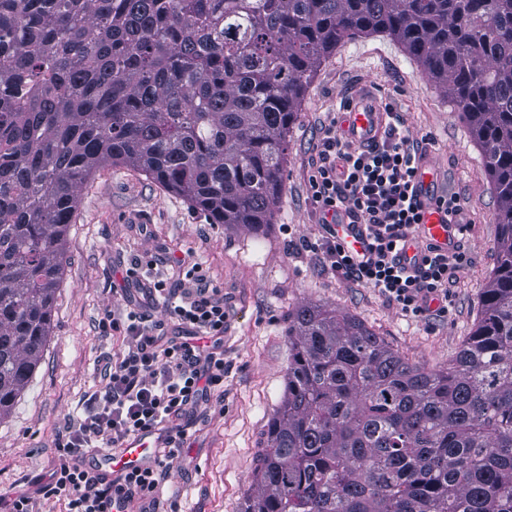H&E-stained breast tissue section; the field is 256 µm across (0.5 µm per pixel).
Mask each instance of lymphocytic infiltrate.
I'll use <instances>...</instances> for the list:
<instances>
[{
    "mask_svg": "<svg viewBox=\"0 0 512 512\" xmlns=\"http://www.w3.org/2000/svg\"><path fill=\"white\" fill-rule=\"evenodd\" d=\"M383 110L390 121L371 145H352L329 128L312 177L314 199L322 215L360 225L368 241L367 253L359 256L335 234L325 236L323 252L331 267L415 316L432 301L447 302L449 275L463 256L428 247L417 274L400 266L398 255L418 222L411 196L419 153L399 113L388 103ZM185 278L178 288L141 282L142 299L123 327L124 349L102 358V385L84 399L83 416L69 421L58 464L34 491L0 498V512H31L37 495L65 502L66 512H129L134 505L157 512V490L172 463L183 461L192 446L195 413L224 395V297L207 287L199 265L187 269ZM161 297L170 301L169 319L151 321ZM152 428L166 433L153 468L113 481L86 468L96 448L122 447Z\"/></svg>",
    "mask_w": 512,
    "mask_h": 512,
    "instance_id": "f902f5d3",
    "label": "lymphocytic infiltrate"
}]
</instances>
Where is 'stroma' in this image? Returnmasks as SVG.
I'll return each instance as SVG.
<instances>
[{"label":"stroma","mask_w":512,"mask_h":512,"mask_svg":"<svg viewBox=\"0 0 512 512\" xmlns=\"http://www.w3.org/2000/svg\"><path fill=\"white\" fill-rule=\"evenodd\" d=\"M402 113L411 137L437 167L436 193L459 196L467 230L463 262L452 271L448 310L407 315L377 290L327 266L314 243L324 236L311 175L324 132L362 88ZM497 196L479 147L457 108L389 35L362 34L337 46L301 99L288 134L284 187L272 224L252 232L210 223L182 197L126 166L97 170L82 189L69 227L54 322L30 385L0 422V495L32 488L58 462L68 418L101 385L98 360L123 339L107 328L125 319L138 295L125 280L176 287V259L192 256L224 309V396L198 417L186 464L173 463L157 492L160 512H241L256 457L285 393L288 315L331 306L364 324L409 362L446 368L470 336L497 266Z\"/></svg>","instance_id":"35a3bbf8"}]
</instances>
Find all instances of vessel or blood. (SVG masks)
I'll return each instance as SVG.
<instances>
[{"instance_id":"b4317fda","label":"vessel or blood","mask_w":512,"mask_h":512,"mask_svg":"<svg viewBox=\"0 0 512 512\" xmlns=\"http://www.w3.org/2000/svg\"><path fill=\"white\" fill-rule=\"evenodd\" d=\"M385 126V115L372 97L357 95L342 114L340 128L343 135L353 144L365 146L379 140ZM434 165L431 157H422L418 164L416 178L417 199L421 205L420 224L416 237L408 242L400 253L402 265L413 270L419 261L422 246L431 244L441 250H449L457 242L455 224L447 214L438 211L429 203L433 186ZM162 446V433L151 429L141 432L125 442L121 448L106 456H99L97 466L100 473L120 476L132 470L153 466Z\"/></svg>"}]
</instances>
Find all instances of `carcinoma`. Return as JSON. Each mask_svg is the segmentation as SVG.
<instances>
[{
  "label": "carcinoma",
  "instance_id": "1",
  "mask_svg": "<svg viewBox=\"0 0 512 512\" xmlns=\"http://www.w3.org/2000/svg\"><path fill=\"white\" fill-rule=\"evenodd\" d=\"M358 33L396 39L465 119L498 264L441 370L334 308L288 315L243 512H512V0H0V422L50 336L90 177L132 167L259 230L313 72Z\"/></svg>",
  "mask_w": 512,
  "mask_h": 512
}]
</instances>
